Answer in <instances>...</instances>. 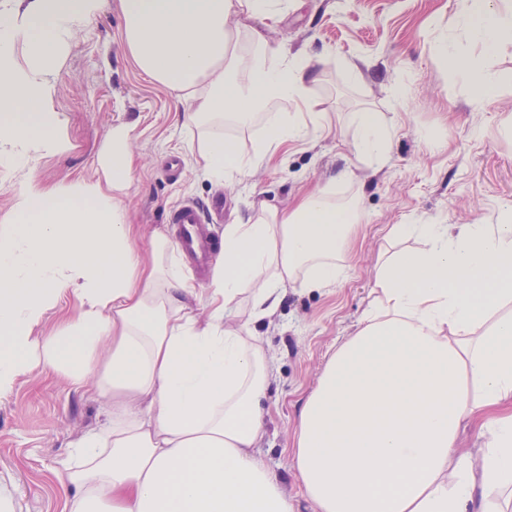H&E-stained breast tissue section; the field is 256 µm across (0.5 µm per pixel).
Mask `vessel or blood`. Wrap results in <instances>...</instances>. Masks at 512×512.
<instances>
[{
  "instance_id": "1",
  "label": "vessel or blood",
  "mask_w": 512,
  "mask_h": 512,
  "mask_svg": "<svg viewBox=\"0 0 512 512\" xmlns=\"http://www.w3.org/2000/svg\"><path fill=\"white\" fill-rule=\"evenodd\" d=\"M220 209L221 205L216 201L206 208L194 202H185L170 211L168 222L171 237L186 267L201 272L217 261V240L211 224Z\"/></svg>"
}]
</instances>
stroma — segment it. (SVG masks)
I'll use <instances>...</instances> for the list:
<instances>
[{
  "label": "stroma",
  "instance_id": "stroma-1",
  "mask_svg": "<svg viewBox=\"0 0 512 512\" xmlns=\"http://www.w3.org/2000/svg\"><path fill=\"white\" fill-rule=\"evenodd\" d=\"M122 27L119 0H100L52 79L51 104L71 149L26 168L0 165V226L12 220L19 182L31 177L50 191L94 178L118 125L132 129L136 168L125 203L140 229L139 250L153 234H169L165 217L182 202L223 198L228 224L267 207L289 209L319 187L357 206L345 278L321 290L287 286L277 314L256 324L270 377L255 453L301 495L292 466L299 414L337 343L360 325L379 254L395 247L390 226L492 224L502 206L512 205V136L502 131L512 120V82L476 109L465 84L442 67L432 44L460 33L455 0H300L272 39L310 57L313 91L326 109L271 165L222 183L208 178L189 151L193 133L180 124L174 92L142 75L124 50ZM349 60L366 62L361 78L347 75ZM357 112L378 113L392 133L380 170L355 150ZM172 154L183 161L175 181L162 172ZM111 419L112 404L95 381L73 385L51 366L20 376L0 397V496L13 512H64L73 496L63 480L73 443Z\"/></svg>",
  "mask_w": 512,
  "mask_h": 512
}]
</instances>
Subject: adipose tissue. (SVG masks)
<instances>
[{
    "label": "adipose tissue",
    "mask_w": 512,
    "mask_h": 512,
    "mask_svg": "<svg viewBox=\"0 0 512 512\" xmlns=\"http://www.w3.org/2000/svg\"><path fill=\"white\" fill-rule=\"evenodd\" d=\"M0 9V163L69 143L50 108L49 78L99 0H10ZM291 0H120L123 45L137 67L185 103L191 147L216 181L239 180L303 140L323 111L307 55L271 43ZM463 37L434 50L461 77L472 106L507 74L486 60L512 47V9L457 0ZM254 19L242 28L240 17ZM250 52H242L240 40ZM480 46L474 55L472 46ZM264 113L252 155L224 136ZM361 158L392 144L377 113L354 117ZM131 130L112 129L101 177L45 191H15L12 228L0 230V396L41 365L75 385L100 374L112 424L81 438L68 469L71 512H501L512 502V206L493 224H394L407 241L383 255L357 332L337 345L306 399L292 459L303 489L254 453L268 359L260 337L225 323L240 297L252 319L276 313L282 287L336 284L357 213L329 190L289 210L225 225L207 296L178 277L168 244L146 253L123 197L133 179ZM79 311L59 334L37 335L64 294ZM205 298L200 319L192 303ZM481 420L478 458L458 444Z\"/></svg>",
    "instance_id": "ef3b65f1"
}]
</instances>
